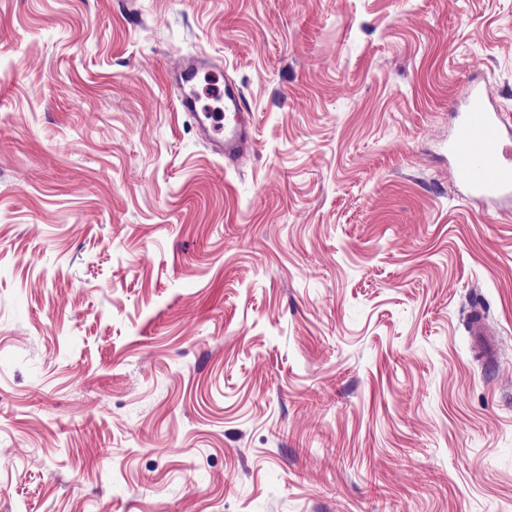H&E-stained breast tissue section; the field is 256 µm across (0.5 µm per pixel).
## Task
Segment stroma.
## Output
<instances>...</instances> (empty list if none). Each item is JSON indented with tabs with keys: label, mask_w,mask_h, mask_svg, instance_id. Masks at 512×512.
<instances>
[{
	"label": "stroma",
	"mask_w": 512,
	"mask_h": 512,
	"mask_svg": "<svg viewBox=\"0 0 512 512\" xmlns=\"http://www.w3.org/2000/svg\"><path fill=\"white\" fill-rule=\"evenodd\" d=\"M194 57L255 115L237 165ZM473 80L512 127V0H0V512H512ZM206 67V64L194 58L188 60L172 78L170 88L181 111L195 119L200 137L211 153L224 159L226 165H233L255 150L253 113L248 111L241 89L233 82L224 80V102H218L211 109V112L224 113V126L221 129L212 127L206 113L197 110V95H191L186 90V85L195 74ZM223 132L224 135L220 136ZM471 336H473V343L480 353L486 358L494 357L496 353L495 345L485 336L488 334L485 331L483 320L484 314L481 310H473L470 314Z\"/></svg>",
	"instance_id": "stroma-1"
}]
</instances>
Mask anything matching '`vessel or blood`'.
<instances>
[{
  "instance_id": "vessel-or-blood-1",
  "label": "vessel or blood",
  "mask_w": 512,
  "mask_h": 512,
  "mask_svg": "<svg viewBox=\"0 0 512 512\" xmlns=\"http://www.w3.org/2000/svg\"><path fill=\"white\" fill-rule=\"evenodd\" d=\"M202 67V62L188 60L174 75L170 88L181 111L194 117L200 137L211 153L232 165L256 147L253 114L248 110L241 89L228 81L224 84V126L212 127L205 113L197 109V96L186 90ZM456 117V130L448 150L471 197L495 200L511 196L512 152L505 145L502 121L491 110L482 89L469 91L457 106ZM483 320L481 310L471 312V334L475 347L484 357L491 358L496 348L486 336Z\"/></svg>"
}]
</instances>
